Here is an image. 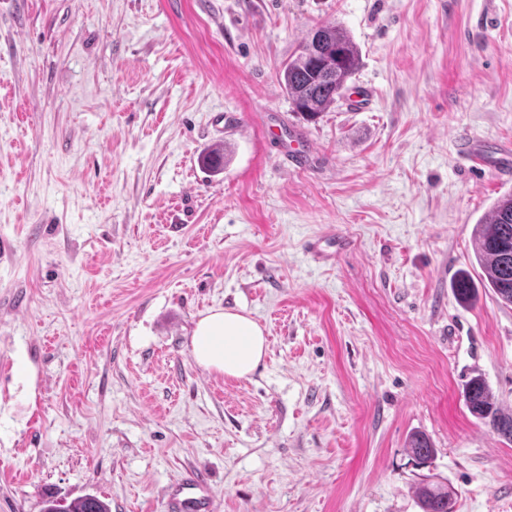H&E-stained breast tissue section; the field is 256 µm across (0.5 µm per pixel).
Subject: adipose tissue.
<instances>
[{
    "mask_svg": "<svg viewBox=\"0 0 512 512\" xmlns=\"http://www.w3.org/2000/svg\"><path fill=\"white\" fill-rule=\"evenodd\" d=\"M262 327L249 315L216 309L196 324L192 337L195 360L232 378L251 375L266 354Z\"/></svg>",
    "mask_w": 512,
    "mask_h": 512,
    "instance_id": "obj_1",
    "label": "adipose tissue"
}]
</instances>
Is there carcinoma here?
Returning a JSON list of instances; mask_svg holds the SVG:
<instances>
[{
	"instance_id": "cac0c4a2",
	"label": "carcinoma",
	"mask_w": 512,
	"mask_h": 512,
	"mask_svg": "<svg viewBox=\"0 0 512 512\" xmlns=\"http://www.w3.org/2000/svg\"><path fill=\"white\" fill-rule=\"evenodd\" d=\"M359 63V50L346 30L327 24L317 29V36H308L298 53L281 66L279 78L295 111L312 120L343 97ZM224 154V146L216 144L202 155L201 163L206 170L219 174L224 170ZM474 236L476 261L486 276L484 286L500 303L512 305V194L497 200L488 216L475 225ZM455 291L462 303L476 300V288L466 272L456 281ZM464 400L473 416L492 419L496 430L512 441V417L497 416L482 376L468 381ZM408 449L423 463L435 453L423 434L412 435ZM416 496L422 512H454L453 493L445 485L423 482ZM44 512H109V506L93 495L71 501L49 496Z\"/></svg>"
}]
</instances>
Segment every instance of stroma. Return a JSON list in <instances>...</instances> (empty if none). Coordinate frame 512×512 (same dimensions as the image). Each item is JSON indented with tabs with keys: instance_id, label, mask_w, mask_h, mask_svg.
Returning a JSON list of instances; mask_svg holds the SVG:
<instances>
[{
	"instance_id": "stroma-1",
	"label": "stroma",
	"mask_w": 512,
	"mask_h": 512,
	"mask_svg": "<svg viewBox=\"0 0 512 512\" xmlns=\"http://www.w3.org/2000/svg\"><path fill=\"white\" fill-rule=\"evenodd\" d=\"M327 23L372 97L308 121L277 70ZM463 135L512 141V0H0V512H168L188 470L216 512H421L429 478L512 512V442L463 396L482 375L512 415V306L474 244L512 178ZM215 308L265 330L247 378L193 357ZM457 155L466 161L469 167L481 169L492 167L503 176L512 175V143H500L490 148L487 144L474 139H463L457 147ZM350 244L348 239L336 236V232L332 230L310 239L306 248L319 262L329 263L333 260L336 251L348 248ZM44 512H109L108 504L96 496L85 495L71 501L49 496L45 500Z\"/></svg>"
}]
</instances>
